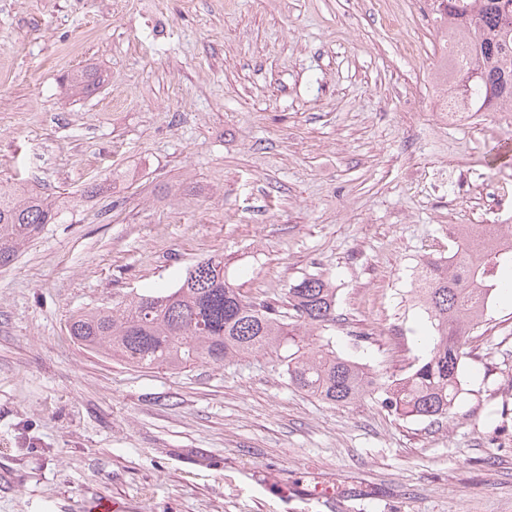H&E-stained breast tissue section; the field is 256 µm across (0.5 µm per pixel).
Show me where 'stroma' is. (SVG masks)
Here are the masks:
<instances>
[{
	"label": "stroma",
	"mask_w": 512,
	"mask_h": 512,
	"mask_svg": "<svg viewBox=\"0 0 512 512\" xmlns=\"http://www.w3.org/2000/svg\"><path fill=\"white\" fill-rule=\"evenodd\" d=\"M441 38L425 0H0V181L67 202L0 268V512H512L503 296L442 424L327 404L270 352L139 369L69 335L220 254L251 296L328 278L336 350L401 374L431 336L419 262L512 203V160L488 163L512 126L439 114Z\"/></svg>",
	"instance_id": "1"
}]
</instances>
